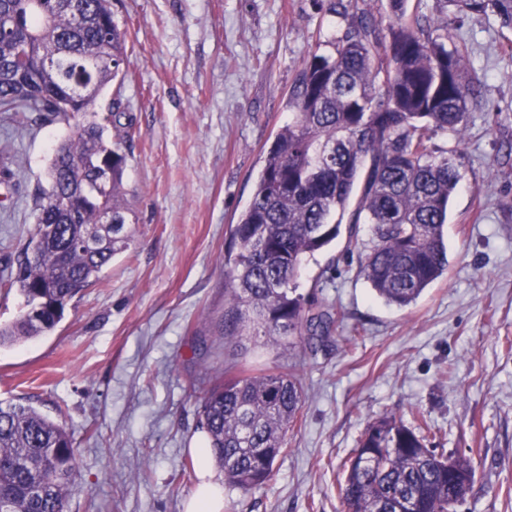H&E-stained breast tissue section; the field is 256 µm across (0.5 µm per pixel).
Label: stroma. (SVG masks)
Here are the masks:
<instances>
[{"instance_id": "1", "label": "stroma", "mask_w": 512, "mask_h": 512, "mask_svg": "<svg viewBox=\"0 0 512 512\" xmlns=\"http://www.w3.org/2000/svg\"><path fill=\"white\" fill-rule=\"evenodd\" d=\"M127 32L121 87L98 98L123 139L133 240L68 303L50 332L0 348V399L32 404L73 433L69 512H184L204 389L226 365H279L303 389L299 423L263 487L224 489V512H344L342 465L383 417L432 427L427 445L470 457L459 512H512V32L465 21L458 34L483 82L448 213V271L415 303L385 304L358 273L367 231L315 254L298 291L335 307L317 351L211 332L224 313V249L266 150L292 117L311 47L341 35L313 0H112ZM74 123L0 119V279L36 224V199Z\"/></svg>"}]
</instances>
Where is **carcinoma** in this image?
Here are the masks:
<instances>
[{
	"instance_id": "obj_1",
	"label": "carcinoma",
	"mask_w": 512,
	"mask_h": 512,
	"mask_svg": "<svg viewBox=\"0 0 512 512\" xmlns=\"http://www.w3.org/2000/svg\"><path fill=\"white\" fill-rule=\"evenodd\" d=\"M315 0L322 15L346 20L332 50L311 48L292 90L293 120L266 152L251 201L230 228L224 255V314L213 335L224 346H321L336 313L297 293L296 278L341 233L368 227L358 273L387 304L406 307L448 269L444 225L461 179V152L439 154L438 133L461 143L481 105L482 82L454 31L465 19L512 29V0H436L437 15H409L405 0ZM0 0V112L21 118L81 117L58 144L49 188L17 268L0 286L23 298L24 313L0 325V347L55 328L70 300L99 279L131 242L123 176L126 157L111 139L112 115L93 111L123 75L126 32L112 0ZM112 212L116 224H101ZM294 374L246 363L224 369L201 408L200 428L224 480L245 491L264 486L299 420ZM427 421L409 427L384 417L370 425L344 464L347 512H451L475 482L471 460L427 447ZM67 429L29 403L0 401V512H65L77 479Z\"/></svg>"
}]
</instances>
